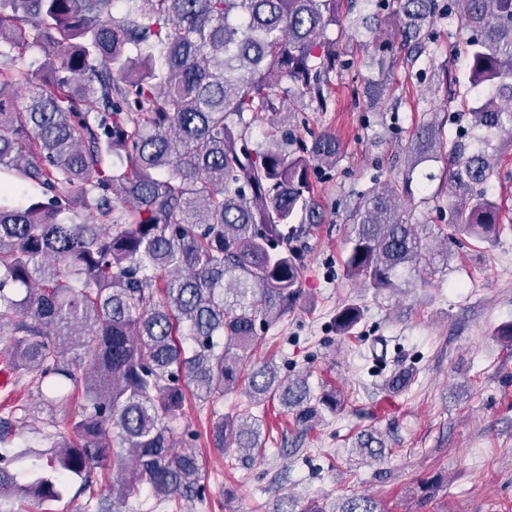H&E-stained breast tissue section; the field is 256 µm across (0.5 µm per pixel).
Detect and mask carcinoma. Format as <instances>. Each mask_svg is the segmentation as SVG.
<instances>
[{
	"label": "carcinoma",
	"instance_id": "carcinoma-1",
	"mask_svg": "<svg viewBox=\"0 0 512 512\" xmlns=\"http://www.w3.org/2000/svg\"><path fill=\"white\" fill-rule=\"evenodd\" d=\"M404 45L421 54L438 15L470 36L468 87L487 90L469 111V150L444 123L418 124L404 149L409 173L445 162L448 223L413 224L409 175L360 194L344 259L349 279L393 289L405 272L448 264L464 239L504 231L486 185L488 135L512 126V0H392ZM351 0H0V341L10 369L36 384L40 405L83 394L46 466L20 484L8 448L26 418H0V498L56 501L70 483L83 512H127L145 489L163 512L206 499L198 431L171 423L187 397L209 411L222 454L255 458L270 436L254 410L278 401L309 429L340 394L312 393L254 348L302 295V245L320 224L312 173L336 164V137H292L288 97L326 103L337 67L325 34ZM34 44L48 78L18 100L17 63ZM271 132L253 143L258 121ZM32 191L14 203L19 183ZM92 217L88 222L79 212ZM363 309L334 318L349 337ZM412 374L396 371L389 389ZM242 387L233 414L217 402ZM366 457L384 442L360 436ZM107 486L106 496L99 487ZM275 512H326L285 497ZM336 512H382L346 495Z\"/></svg>",
	"mask_w": 512,
	"mask_h": 512
}]
</instances>
